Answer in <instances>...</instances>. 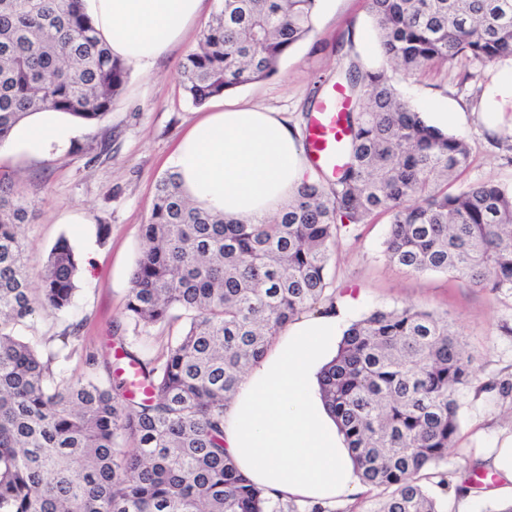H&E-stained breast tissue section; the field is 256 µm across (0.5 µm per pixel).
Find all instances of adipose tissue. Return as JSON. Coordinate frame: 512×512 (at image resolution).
<instances>
[{"label":"adipose tissue","mask_w":512,"mask_h":512,"mask_svg":"<svg viewBox=\"0 0 512 512\" xmlns=\"http://www.w3.org/2000/svg\"><path fill=\"white\" fill-rule=\"evenodd\" d=\"M202 3L84 0V8L114 56L145 67L183 39ZM75 131L69 115L41 110L15 127L0 155L46 154ZM171 164L197 206L243 222L277 211L310 173L299 135L286 119L235 105L194 124ZM357 301L348 292L334 307L289 322L224 407L226 453L274 500L325 505L353 500L359 491L352 452L319 385Z\"/></svg>","instance_id":"ef3b65f1"}]
</instances>
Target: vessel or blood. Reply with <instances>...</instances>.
Masks as SVG:
<instances>
[{
  "instance_id": "1",
  "label": "vessel or blood",
  "mask_w": 512,
  "mask_h": 512,
  "mask_svg": "<svg viewBox=\"0 0 512 512\" xmlns=\"http://www.w3.org/2000/svg\"><path fill=\"white\" fill-rule=\"evenodd\" d=\"M343 94L334 89L321 100L312 113L307 128L309 156L313 163L335 171L342 161V147L349 136L340 108Z\"/></svg>"
}]
</instances>
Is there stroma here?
<instances>
[{"label": "stroma", "instance_id": "35a3bbf8", "mask_svg": "<svg viewBox=\"0 0 512 512\" xmlns=\"http://www.w3.org/2000/svg\"><path fill=\"white\" fill-rule=\"evenodd\" d=\"M216 12L204 0L198 20L182 42L144 68H130L123 92L99 123L78 124L65 146L31 157H0V181L36 208L23 225L27 271L36 277L49 250L67 238L80 252L83 271L74 313L83 320L79 336L88 350L105 356L112 333L124 336L141 360L156 362L181 333L184 322L141 331L125 314L131 275L144 248L142 226L150 216L157 181L190 127L219 105H248L285 116L305 129L306 113L321 77L335 71L344 54L357 55L365 69L386 68L406 100L427 119L464 139L471 148L468 168L453 189L483 180L512 186V163L492 140L512 135V58L494 65L464 68L451 62L402 78L384 65L368 0H319L314 30L283 57L276 75L237 88L202 106L180 88V64L198 45ZM471 79H464V72ZM109 235L97 243L95 227ZM388 218L350 226L336 243L328 266V296L336 301L346 288L361 292L349 314L357 320L376 309L415 307L447 317L470 357L472 383L459 396V430L441 468L448 486L439 490L447 512H496L499 501L478 488L462 500L456 488L481 466L502 433L512 430V395L482 392L484 383L512 380V297L496 295L440 273L415 274L384 256Z\"/></svg>", "mask_w": 512, "mask_h": 512}]
</instances>
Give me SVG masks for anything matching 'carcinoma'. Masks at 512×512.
Instances as JSON below:
<instances>
[{
    "label": "carcinoma",
    "mask_w": 512,
    "mask_h": 512,
    "mask_svg": "<svg viewBox=\"0 0 512 512\" xmlns=\"http://www.w3.org/2000/svg\"><path fill=\"white\" fill-rule=\"evenodd\" d=\"M384 56L406 77L437 63L512 57V0H370ZM317 0H218L199 50L181 65L196 106L277 73L313 30ZM123 61L95 34L82 0H0V144L41 109L88 124L123 91ZM351 132L336 175L306 182L271 220L244 224L196 207L178 175L161 177L147 247L125 310L155 326L187 323L162 361L119 349L147 392L115 369L108 381L66 378V355L24 338L40 310L68 315L80 258L59 240L33 291L22 224L34 209L0 183V512H296L273 502L224 452V403L251 363L294 317L327 298L340 233L389 216L388 260L512 296V188L491 180L448 192L468 143L416 110L383 70L355 58L336 72ZM469 360L448 320L378 309L344 332L321 373L323 397L377 512H444L425 481L459 428ZM131 439V453L119 450Z\"/></svg>",
    "instance_id": "cac0c4a2"
}]
</instances>
